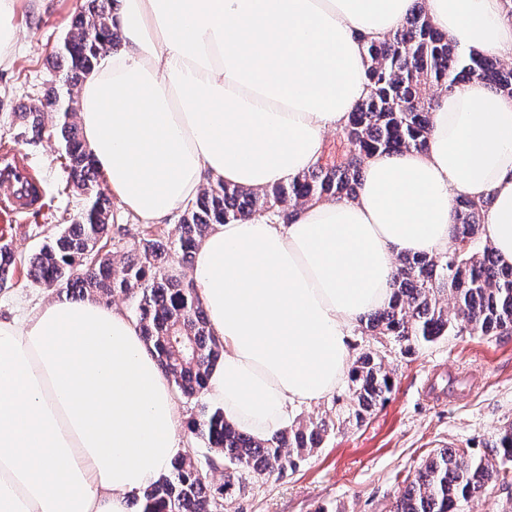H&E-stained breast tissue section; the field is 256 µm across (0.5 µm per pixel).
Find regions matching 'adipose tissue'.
I'll return each instance as SVG.
<instances>
[{
	"instance_id": "adipose-tissue-1",
	"label": "adipose tissue",
	"mask_w": 512,
	"mask_h": 512,
	"mask_svg": "<svg viewBox=\"0 0 512 512\" xmlns=\"http://www.w3.org/2000/svg\"><path fill=\"white\" fill-rule=\"evenodd\" d=\"M415 0H121L78 122L126 210L159 224L207 179L263 190L321 162L369 94L363 53ZM459 47L512 62L507 0H425ZM355 198L212 225L192 279L224 345L207 391L266 439L349 373V336L388 305L399 255H442L453 200L491 199L480 237L512 266V96L442 94L426 151L365 159ZM176 402L137 324L94 297L0 321V512H130L181 447Z\"/></svg>"
}]
</instances>
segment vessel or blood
Listing matches in <instances>:
<instances>
[{"mask_svg": "<svg viewBox=\"0 0 512 512\" xmlns=\"http://www.w3.org/2000/svg\"><path fill=\"white\" fill-rule=\"evenodd\" d=\"M42 187L20 154L8 146L0 148V214L9 222L36 210L42 200Z\"/></svg>", "mask_w": 512, "mask_h": 512, "instance_id": "obj_1", "label": "vessel or blood"}]
</instances>
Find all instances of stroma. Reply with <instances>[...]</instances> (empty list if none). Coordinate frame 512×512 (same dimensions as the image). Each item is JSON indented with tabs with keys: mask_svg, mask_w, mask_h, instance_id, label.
I'll return each mask as SVG.
<instances>
[{
	"mask_svg": "<svg viewBox=\"0 0 512 512\" xmlns=\"http://www.w3.org/2000/svg\"><path fill=\"white\" fill-rule=\"evenodd\" d=\"M84 0H19L17 52L0 67V145L26 155L44 188V205L12 224L0 243L19 258L37 250L56 225L76 218L85 195L68 186L55 140H31L12 114L57 84L53 58ZM17 268L0 288V320L55 300ZM354 353L384 356L393 378L386 399L361 424L337 426L308 460L282 475L246 481L224 512H390L422 463L439 449L492 457L498 431L512 422V336L453 332L400 352L394 343L353 330Z\"/></svg>",
	"mask_w": 512,
	"mask_h": 512,
	"instance_id": "obj_1",
	"label": "stroma"
}]
</instances>
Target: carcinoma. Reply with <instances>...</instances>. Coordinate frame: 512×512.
<instances>
[{"label": "carcinoma", "mask_w": 512, "mask_h": 512, "mask_svg": "<svg viewBox=\"0 0 512 512\" xmlns=\"http://www.w3.org/2000/svg\"><path fill=\"white\" fill-rule=\"evenodd\" d=\"M116 0H86L56 57L62 84L50 89L38 106H24L15 119L39 138L53 137L62 149L73 186L88 197L86 211L49 236L28 259L27 276L42 288L71 297L125 295L134 301L136 322L162 373L187 399L208 390L209 376L224 357V345L209 331L197 288L166 273L168 257L190 263L210 227L256 215L276 213L289 221L297 207L321 199H352L362 180L364 160L375 152L423 151L428 147L432 112L438 96L473 78L512 96V63L462 50L435 29L417 2L401 25L381 41L365 46L368 97L357 103L342 130L340 161L313 169L265 190L230 187L209 181L188 204L174 236L145 234L114 262L105 251L111 201L100 189L101 172L84 148L75 108L58 115L48 129L43 109L56 98L73 104L72 90L120 42L112 26ZM491 201L459 197L454 204V245L441 256H401L392 277L388 306L360 319L362 329L387 336L410 351L449 335L462 325L475 336L512 332V268L498 266L481 244L479 225ZM14 250L0 246V288L11 281ZM383 358L364 352L350 372L352 405L348 416L360 423L391 391ZM335 422L298 420L266 440L239 432L224 411L203 405L188 423L211 451L206 463L190 455L174 458L166 474L132 499L135 512H223L224 501L241 492L243 475L271 477L294 468L325 442ZM492 447L502 463L512 462V425L500 429ZM224 467V484L213 486L207 468ZM509 471L485 457L443 448L428 457L398 496L394 512H462L463 507Z\"/></svg>", "instance_id": "carcinoma-1"}]
</instances>
